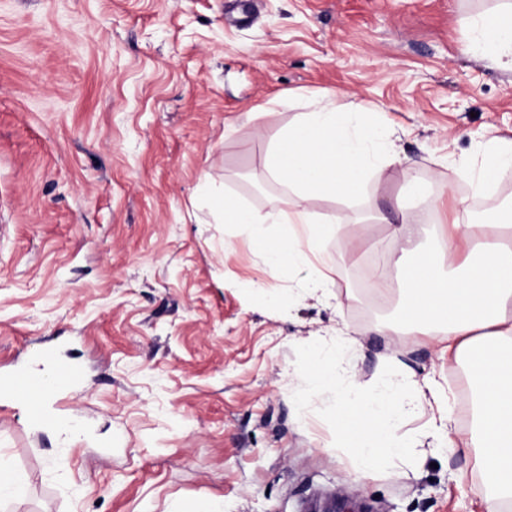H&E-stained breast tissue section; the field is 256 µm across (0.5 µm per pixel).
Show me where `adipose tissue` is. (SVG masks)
<instances>
[{"instance_id": "1", "label": "adipose tissue", "mask_w": 512, "mask_h": 512, "mask_svg": "<svg viewBox=\"0 0 512 512\" xmlns=\"http://www.w3.org/2000/svg\"><path fill=\"white\" fill-rule=\"evenodd\" d=\"M462 25L472 53L512 67V0L495 12L466 18ZM391 157L371 108H330L315 95L297 123L271 135L265 152L264 168L284 188L286 199L263 212L215 195L210 208L224 223L244 229L272 272L308 267L320 244L339 230L338 224L321 221L312 199L356 197L366 181L379 180ZM448 163L474 192L487 191L512 171V140L490 138L480 166L453 155ZM436 213L432 204L401 210L391 232L401 304L376 331L382 336H432L449 360L465 358L477 393L474 430L451 432L444 394L431 374L410 379L406 392L394 381L379 393L356 379H344L343 353L352 347L346 336L339 339L340 353L311 354L312 387L298 403L305 407L322 394L335 395L336 426L343 447L353 451L351 474L358 479L398 461L412 463L429 447L479 449V466L494 488L483 500V512H512V209L492 222H474L456 211L442 234L446 257L453 259L464 245L478 251L474 263L458 265L444 264V257L417 248L421 225ZM271 224L281 225L279 237L268 234ZM426 406L433 415L425 439H399V423Z\"/></svg>"}]
</instances>
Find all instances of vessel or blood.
I'll return each instance as SVG.
<instances>
[{"label": "vessel or blood", "mask_w": 512, "mask_h": 512, "mask_svg": "<svg viewBox=\"0 0 512 512\" xmlns=\"http://www.w3.org/2000/svg\"><path fill=\"white\" fill-rule=\"evenodd\" d=\"M57 370L61 372L62 377L55 381L53 388L44 387L32 371L18 369L0 383V392L15 403L26 406L31 422L39 423L54 389L71 385L79 376L78 368L68 362L59 363Z\"/></svg>", "instance_id": "obj_1"}]
</instances>
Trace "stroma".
<instances>
[{
    "label": "stroma",
    "mask_w": 512,
    "mask_h": 512,
    "mask_svg": "<svg viewBox=\"0 0 512 512\" xmlns=\"http://www.w3.org/2000/svg\"><path fill=\"white\" fill-rule=\"evenodd\" d=\"M501 0H0V367L39 351L78 363L50 418L85 432L61 451L55 428L0 403V464L24 474L13 512H304L336 491L371 512H482L471 454L348 473L336 404L306 408L310 345L357 344L365 388L433 372L453 429L469 432L465 362L427 336H381L396 292L388 227L355 253L351 224L392 215L406 167L442 210L470 199L448 168L512 140V69L466 48L462 20ZM361 103L391 133L381 187L348 201L321 246L325 295L310 268L270 272L206 197L267 211L284 193L263 168L269 137L298 121L306 96ZM262 292H255V285Z\"/></svg>",
    "instance_id": "obj_1"
}]
</instances>
